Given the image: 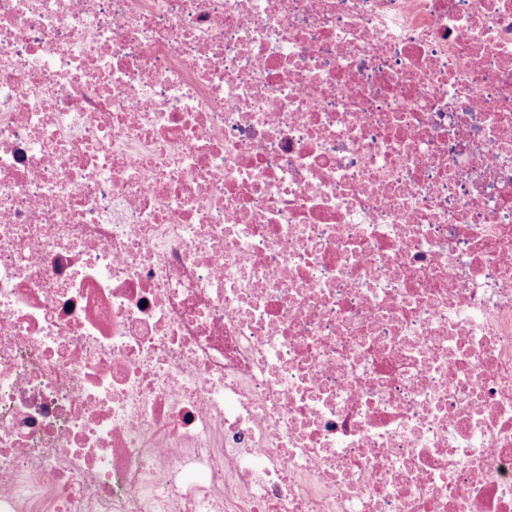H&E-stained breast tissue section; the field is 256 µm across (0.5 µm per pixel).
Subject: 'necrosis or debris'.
<instances>
[{
	"label": "necrosis or debris",
	"mask_w": 512,
	"mask_h": 512,
	"mask_svg": "<svg viewBox=\"0 0 512 512\" xmlns=\"http://www.w3.org/2000/svg\"><path fill=\"white\" fill-rule=\"evenodd\" d=\"M0 512H512V0H0Z\"/></svg>",
	"instance_id": "necrosis-or-debris-1"
}]
</instances>
